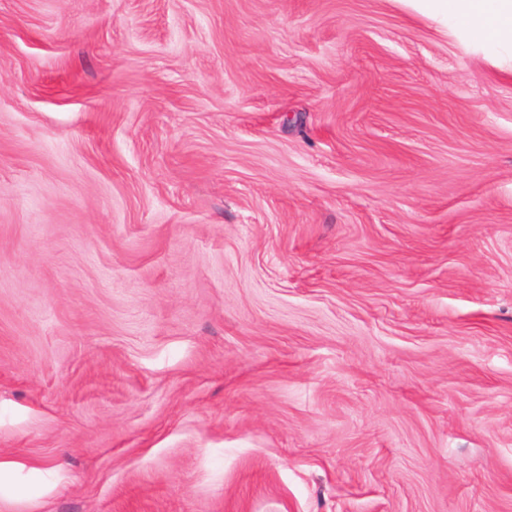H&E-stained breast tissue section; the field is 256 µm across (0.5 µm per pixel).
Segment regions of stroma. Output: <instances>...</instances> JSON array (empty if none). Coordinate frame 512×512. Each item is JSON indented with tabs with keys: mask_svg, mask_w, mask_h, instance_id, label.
<instances>
[{
	"mask_svg": "<svg viewBox=\"0 0 512 512\" xmlns=\"http://www.w3.org/2000/svg\"><path fill=\"white\" fill-rule=\"evenodd\" d=\"M0 512H512V72L394 0H0Z\"/></svg>",
	"mask_w": 512,
	"mask_h": 512,
	"instance_id": "stroma-1",
	"label": "stroma"
}]
</instances>
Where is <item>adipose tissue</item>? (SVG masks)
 <instances>
[{"label":"adipose tissue","mask_w":512,"mask_h":512,"mask_svg":"<svg viewBox=\"0 0 512 512\" xmlns=\"http://www.w3.org/2000/svg\"><path fill=\"white\" fill-rule=\"evenodd\" d=\"M476 48L512 59V0H404Z\"/></svg>","instance_id":"ef3b65f1"}]
</instances>
